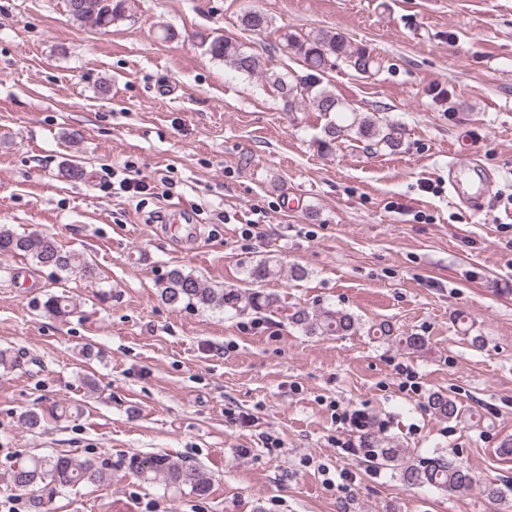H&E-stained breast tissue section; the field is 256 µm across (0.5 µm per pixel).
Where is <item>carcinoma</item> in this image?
<instances>
[{"mask_svg":"<svg viewBox=\"0 0 512 512\" xmlns=\"http://www.w3.org/2000/svg\"><path fill=\"white\" fill-rule=\"evenodd\" d=\"M130 0H68V11L73 20L99 30H107L112 24L124 19L130 8ZM241 24L252 31L268 27L269 19L261 11L251 9L241 16ZM282 46L290 49L306 64L310 74L297 77L290 73H278L264 68L259 57L248 53L242 44L229 37L212 40L206 51L214 58L231 64L248 75L264 76L280 94L285 106L296 107L300 99L311 96L313 107L325 115L351 113L353 119L343 125L334 120L324 127L322 144L331 150L338 140L351 135L366 146L385 147L392 151L400 146V138L394 127L384 128L372 114H362L344 105L331 91L316 86L323 74L340 65L358 74H366L375 68L376 62L363 46L352 43L345 35L335 32H320L306 37L286 33ZM0 254L29 257L37 264L52 267L60 272L79 269L90 275L93 269L86 265L80 255L64 250L49 234H18L7 225H0ZM278 263L271 257L261 258L252 264L248 277L263 282L278 275ZM160 298L170 304L187 302L208 309H218L242 314L248 311H269L278 309L279 298L261 290L246 291L235 285L224 288L205 286L197 277L173 269L159 288ZM43 309L53 316H66L74 311V305L64 296L50 295L43 302ZM292 323L308 333L320 332L328 336H344L356 329L353 316L330 308L311 315L299 310L289 316ZM25 364L24 354L0 349V368L17 370ZM429 408L443 419L456 420L462 415L457 402L447 394L438 392L431 395ZM356 439L364 456L378 468L396 470L408 486H428L441 492H458L472 482L469 470L444 452H435L425 458H410L406 449L395 436L381 437L371 419L359 418L356 423ZM136 472L145 480L161 478L173 484H184L198 493L208 491L211 478L199 466L179 464L166 455H150L135 462ZM112 480V473L94 459L82 461L68 455L29 457L17 460L10 475V482L18 490L36 493L35 506L43 504V498L71 487L101 485Z\"/></svg>","mask_w":512,"mask_h":512,"instance_id":"1","label":"carcinoma"}]
</instances>
